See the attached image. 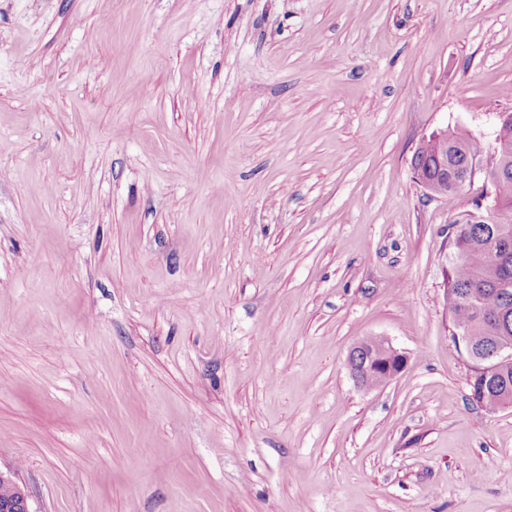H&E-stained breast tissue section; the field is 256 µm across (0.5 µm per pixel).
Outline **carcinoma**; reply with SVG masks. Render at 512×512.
Here are the masks:
<instances>
[{"mask_svg": "<svg viewBox=\"0 0 512 512\" xmlns=\"http://www.w3.org/2000/svg\"><path fill=\"white\" fill-rule=\"evenodd\" d=\"M497 138L507 166H512V122H499ZM482 143L461 132L448 134V176L463 171L466 159L481 153ZM453 254L448 256L447 308L452 331L464 330L484 351L504 334L512 335V290L500 291L504 277L512 280V254L500 258L499 240L512 237V185L499 195L483 220L453 223ZM471 399L496 410L499 398L512 399V364L494 361L470 384Z\"/></svg>", "mask_w": 512, "mask_h": 512, "instance_id": "cac0c4a2", "label": "carcinoma"}]
</instances>
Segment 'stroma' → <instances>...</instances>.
Listing matches in <instances>:
<instances>
[{"instance_id":"35a3bbf8","label":"stroma","mask_w":512,"mask_h":512,"mask_svg":"<svg viewBox=\"0 0 512 512\" xmlns=\"http://www.w3.org/2000/svg\"><path fill=\"white\" fill-rule=\"evenodd\" d=\"M512 0H0V470L32 512H512L470 400L455 206ZM409 358L353 380L350 347ZM434 132L435 134L432 136L443 138L448 141V160H445L442 164L444 166L443 168H445V172H447V182L435 187L430 180L421 175L420 170H415L413 167L415 156L419 152L422 144L428 141L430 136L424 139L415 150L412 158V171L413 175L416 177L417 183L424 189L426 194L431 195L432 197L448 195L446 200H448V205L450 206L455 204L457 197L453 194H448V181H450V178L453 175L457 176L463 171L464 164L468 157H473L481 153L483 145L478 139L465 135L462 132H452L448 134V128ZM372 340L374 341L360 340L353 345L350 351L356 358L361 354V351L367 352V348H370V354L366 357L365 364L369 361V368L375 366L371 370L377 378L373 387H379L390 383L406 369L408 357L384 339L375 338Z\"/></svg>"}]
</instances>
